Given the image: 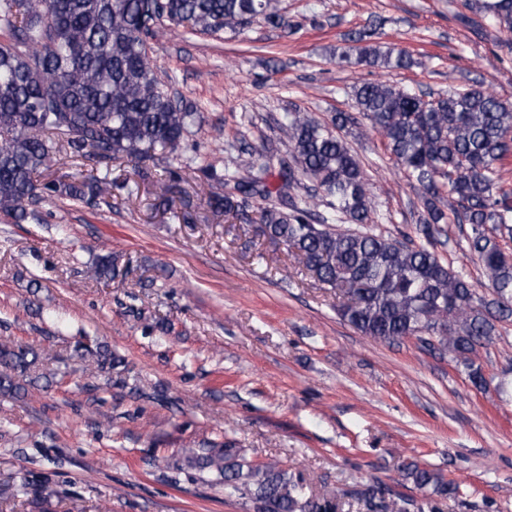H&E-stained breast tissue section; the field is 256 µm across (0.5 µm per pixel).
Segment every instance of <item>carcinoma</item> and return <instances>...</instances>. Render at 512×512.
Instances as JSON below:
<instances>
[{
	"label": "carcinoma",
	"mask_w": 512,
	"mask_h": 512,
	"mask_svg": "<svg viewBox=\"0 0 512 512\" xmlns=\"http://www.w3.org/2000/svg\"><path fill=\"white\" fill-rule=\"evenodd\" d=\"M467 7L512 46V0H468ZM260 19L290 34L299 28L279 0H0V31L8 34L0 40V213L18 224L31 215L27 206L47 198L94 201L110 192L112 167L120 161L166 163L154 187L168 203L182 169L192 167L215 213L239 216L250 199L267 201L256 220L260 234L284 244L298 265L336 289L343 321L373 340L414 337L446 351L484 388L474 357L497 335V324L512 318V254L500 245L512 239V185L503 167L512 156V104L477 81L436 97L364 81L353 87L356 115L337 112L327 125L295 108L279 123V143L258 154L241 149L239 161L222 173L199 155L182 161L197 113L158 78L149 40L164 23L240 35ZM381 29V22L368 21L336 49V61L388 72L411 68V55L382 41ZM361 118L422 189L428 244L438 225L448 223L442 205L452 199L457 223L469 225L468 247L484 267L491 296L425 246L334 228L372 224L377 215L362 160L335 134ZM60 153L94 161L95 173L43 177ZM114 272L108 256L90 268L95 279ZM39 358L29 345L1 341L0 393L20 395L42 380L50 386ZM70 358L91 376H110L122 365L108 347L82 341ZM165 465L216 473L224 491L249 499L254 512H338L333 499L306 495L278 462L255 464L228 441L187 448ZM403 470L421 491L461 493L459 483L415 462ZM24 487L37 507L48 503L47 485ZM358 496L366 512H425V503L394 498L377 484Z\"/></svg>",
	"instance_id": "1"
}]
</instances>
